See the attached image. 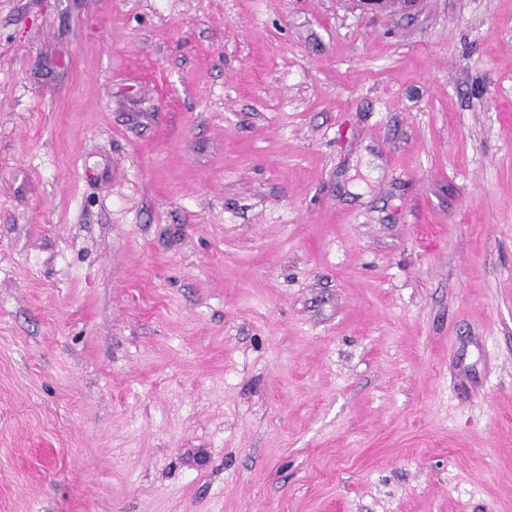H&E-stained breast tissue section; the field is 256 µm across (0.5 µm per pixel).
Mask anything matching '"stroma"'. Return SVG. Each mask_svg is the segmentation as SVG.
Segmentation results:
<instances>
[{
  "label": "stroma",
  "mask_w": 512,
  "mask_h": 512,
  "mask_svg": "<svg viewBox=\"0 0 512 512\" xmlns=\"http://www.w3.org/2000/svg\"><path fill=\"white\" fill-rule=\"evenodd\" d=\"M0 512H512V0H0Z\"/></svg>",
  "instance_id": "35a3bbf8"
}]
</instances>
